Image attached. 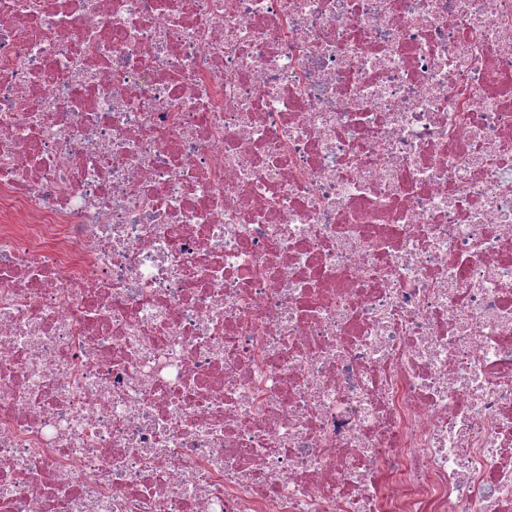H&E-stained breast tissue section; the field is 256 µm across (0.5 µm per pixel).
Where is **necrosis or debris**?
<instances>
[{"mask_svg":"<svg viewBox=\"0 0 512 512\" xmlns=\"http://www.w3.org/2000/svg\"><path fill=\"white\" fill-rule=\"evenodd\" d=\"M0 512H512V0H0Z\"/></svg>","mask_w":512,"mask_h":512,"instance_id":"4bbe7bcc","label":"necrosis or debris"}]
</instances>
